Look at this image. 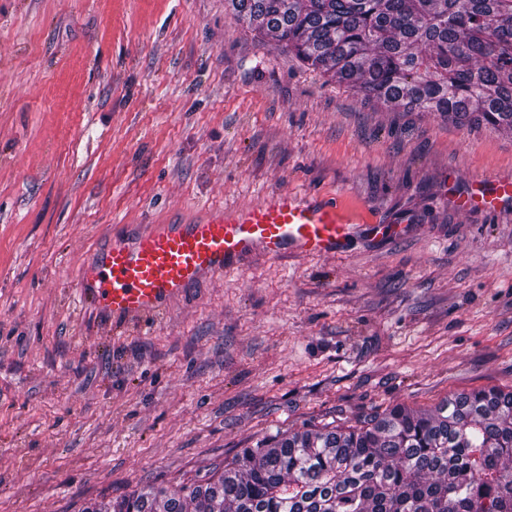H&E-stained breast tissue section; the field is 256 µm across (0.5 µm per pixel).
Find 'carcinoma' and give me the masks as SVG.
Instances as JSON below:
<instances>
[{
	"mask_svg": "<svg viewBox=\"0 0 512 512\" xmlns=\"http://www.w3.org/2000/svg\"><path fill=\"white\" fill-rule=\"evenodd\" d=\"M307 68L383 104L512 127V0H228ZM205 483L134 491L112 512H512V390L277 434Z\"/></svg>",
	"mask_w": 512,
	"mask_h": 512,
	"instance_id": "carcinoma-1",
	"label": "carcinoma"
}]
</instances>
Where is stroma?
<instances>
[{
	"label": "stroma",
	"instance_id": "1",
	"mask_svg": "<svg viewBox=\"0 0 512 512\" xmlns=\"http://www.w3.org/2000/svg\"><path fill=\"white\" fill-rule=\"evenodd\" d=\"M512 128L384 105L227 0H0V512L202 482L275 434L512 389ZM274 189L398 240L260 255L144 333L79 303L114 239ZM459 208L463 211L482 209L500 214L512 205V177L499 176L473 181L470 190L459 196Z\"/></svg>",
	"mask_w": 512,
	"mask_h": 512
}]
</instances>
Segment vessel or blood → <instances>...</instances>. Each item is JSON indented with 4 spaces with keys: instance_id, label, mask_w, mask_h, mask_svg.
<instances>
[{
    "instance_id": "obj_1",
    "label": "vessel or blood",
    "mask_w": 512,
    "mask_h": 512,
    "mask_svg": "<svg viewBox=\"0 0 512 512\" xmlns=\"http://www.w3.org/2000/svg\"><path fill=\"white\" fill-rule=\"evenodd\" d=\"M461 210L499 214L512 208V177L472 182ZM400 224H361L337 203L297 191L272 190L257 201L211 208L181 224H159L132 241H115L89 265L78 285L113 323H142L196 283L232 272L256 254L324 257L369 235L397 238Z\"/></svg>"
}]
</instances>
